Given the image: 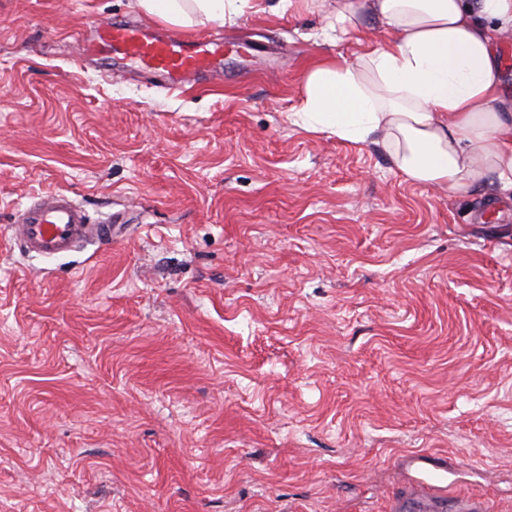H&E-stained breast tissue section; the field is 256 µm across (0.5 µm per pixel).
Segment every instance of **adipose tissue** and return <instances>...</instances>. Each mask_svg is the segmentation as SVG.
Instances as JSON below:
<instances>
[{
	"mask_svg": "<svg viewBox=\"0 0 512 512\" xmlns=\"http://www.w3.org/2000/svg\"><path fill=\"white\" fill-rule=\"evenodd\" d=\"M244 0H136L155 19L226 22ZM386 28L354 61L306 69L293 112L304 130L381 147L407 179L465 193L485 180L512 192V90L495 54L512 0H336L327 32L353 36L359 12Z\"/></svg>",
	"mask_w": 512,
	"mask_h": 512,
	"instance_id": "adipose-tissue-1",
	"label": "adipose tissue"
}]
</instances>
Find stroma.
<instances>
[{"label": "stroma", "mask_w": 512, "mask_h": 512, "mask_svg": "<svg viewBox=\"0 0 512 512\" xmlns=\"http://www.w3.org/2000/svg\"><path fill=\"white\" fill-rule=\"evenodd\" d=\"M328 0H248L168 93L83 61L134 0H0V512H512V197L294 125ZM110 248L10 242L44 192ZM446 487L443 474L427 476L424 481L420 482L419 494L416 498L421 504L419 508L425 509L433 500L443 499L446 494Z\"/></svg>", "instance_id": "stroma-1"}]
</instances>
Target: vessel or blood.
<instances>
[{
  "label": "vessel or blood",
  "instance_id": "1",
  "mask_svg": "<svg viewBox=\"0 0 512 512\" xmlns=\"http://www.w3.org/2000/svg\"><path fill=\"white\" fill-rule=\"evenodd\" d=\"M84 52L99 56L112 67L133 66L162 75L167 89L174 91L182 89L189 77L223 67L224 37L173 38L115 17L95 24L94 37L85 43ZM12 231L27 251L56 257L84 244L110 245L113 228L106 222L91 223L85 210L65 194L48 191L20 213ZM445 494L444 477L438 474L421 481L417 500L425 506Z\"/></svg>",
  "mask_w": 512,
  "mask_h": 512
}]
</instances>
